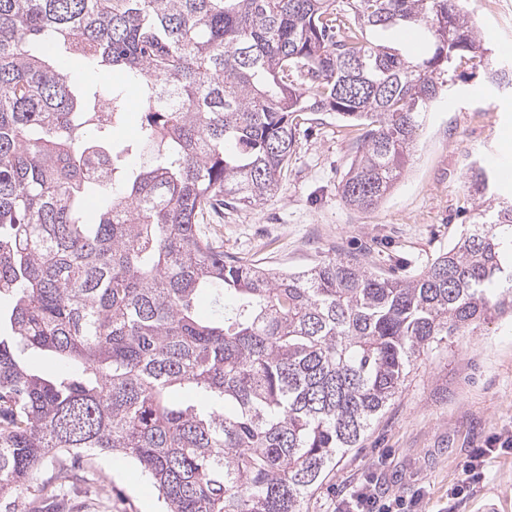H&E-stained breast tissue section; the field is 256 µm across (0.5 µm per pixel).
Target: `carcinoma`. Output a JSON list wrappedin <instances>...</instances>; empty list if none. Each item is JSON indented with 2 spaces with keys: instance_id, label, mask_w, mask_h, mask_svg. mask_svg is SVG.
Segmentation results:
<instances>
[{
  "instance_id": "obj_1",
  "label": "carcinoma",
  "mask_w": 512,
  "mask_h": 512,
  "mask_svg": "<svg viewBox=\"0 0 512 512\" xmlns=\"http://www.w3.org/2000/svg\"><path fill=\"white\" fill-rule=\"evenodd\" d=\"M403 27L425 56L391 43ZM488 54L460 0H0V502L100 453L165 512H303L415 358L512 311V196L472 165L469 229L412 278L226 259L209 222L278 189L316 112L361 127L339 188L376 209L456 64L512 90ZM74 59L103 81L75 85Z\"/></svg>"
}]
</instances>
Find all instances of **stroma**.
Segmentation results:
<instances>
[{
  "label": "stroma",
  "mask_w": 512,
  "mask_h": 512,
  "mask_svg": "<svg viewBox=\"0 0 512 512\" xmlns=\"http://www.w3.org/2000/svg\"><path fill=\"white\" fill-rule=\"evenodd\" d=\"M493 53L512 50V0H463ZM359 128L328 113L295 130V151L278 190L253 207L225 209L213 226L226 255L300 271L331 255L371 271L420 274L472 221L466 173L472 162L512 150V94L492 91L469 65L451 94L429 108L408 169L375 210L345 204L339 182ZM512 432V315L448 337L421 354L362 448L342 458L305 512H336L351 488L419 500L421 512H512V450L493 453L470 483L460 481L475 449ZM86 482L67 496L68 512H163L158 492L135 464L92 457Z\"/></svg>",
  "instance_id": "35a3bbf8"
}]
</instances>
